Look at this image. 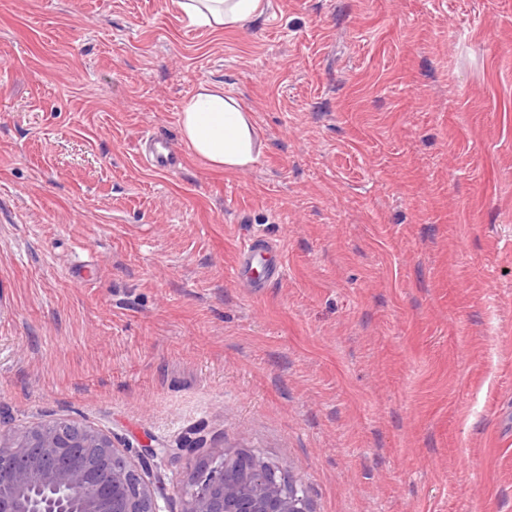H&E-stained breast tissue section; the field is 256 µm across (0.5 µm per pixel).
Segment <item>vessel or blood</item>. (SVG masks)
I'll return each instance as SVG.
<instances>
[{
	"label": "vessel or blood",
	"mask_w": 512,
	"mask_h": 512,
	"mask_svg": "<svg viewBox=\"0 0 512 512\" xmlns=\"http://www.w3.org/2000/svg\"><path fill=\"white\" fill-rule=\"evenodd\" d=\"M149 151L146 163L158 170H168L174 163L175 151L166 140L146 135ZM235 281L249 288L252 293H262L284 274L282 256L269 242L256 235H245L238 248L236 261L231 269Z\"/></svg>",
	"instance_id": "obj_1"
}]
</instances>
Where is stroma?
I'll list each match as a JSON object with an SVG mask.
<instances>
[{
    "label": "stroma",
    "mask_w": 512,
    "mask_h": 512,
    "mask_svg": "<svg viewBox=\"0 0 512 512\" xmlns=\"http://www.w3.org/2000/svg\"><path fill=\"white\" fill-rule=\"evenodd\" d=\"M202 83L251 169L182 144ZM0 408L179 449L169 486L200 427L314 512H512V0H0ZM261 0H175L188 25L218 31L239 28L261 14ZM180 139L211 168L245 172L257 161L261 143L252 117L216 85L201 84L187 99L179 119ZM146 143L149 144V151L145 155L146 163L158 170H168L174 164L175 151L172 145L166 140L160 139L152 134L144 136ZM231 274L235 281L252 293H262L283 276L282 256L269 242L247 234L240 241Z\"/></svg>",
    "instance_id": "stroma-1"
}]
</instances>
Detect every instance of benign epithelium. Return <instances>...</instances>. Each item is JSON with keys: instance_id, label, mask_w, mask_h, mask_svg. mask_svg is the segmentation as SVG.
I'll list each match as a JSON object with an SVG mask.
<instances>
[{"instance_id": "1", "label": "benign epithelium", "mask_w": 512, "mask_h": 512, "mask_svg": "<svg viewBox=\"0 0 512 512\" xmlns=\"http://www.w3.org/2000/svg\"><path fill=\"white\" fill-rule=\"evenodd\" d=\"M67 427L58 419L0 432V512H172L166 484L150 469L157 459L178 457L176 449L144 445L134 452L91 427L73 440ZM193 434L187 442L205 454L186 467L181 512H313L310 492L287 488L266 462L233 473V453ZM77 447L94 452H72Z\"/></svg>"}]
</instances>
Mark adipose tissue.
Returning a JSON list of instances; mask_svg holds the SVG:
<instances>
[{
	"label": "adipose tissue",
	"instance_id": "ef3b65f1",
	"mask_svg": "<svg viewBox=\"0 0 512 512\" xmlns=\"http://www.w3.org/2000/svg\"><path fill=\"white\" fill-rule=\"evenodd\" d=\"M188 25L218 31L250 23L261 13V0H174ZM180 139L211 168L244 172L261 152L252 117L216 85H199L187 99L179 119Z\"/></svg>",
	"mask_w": 512,
	"mask_h": 512
}]
</instances>
